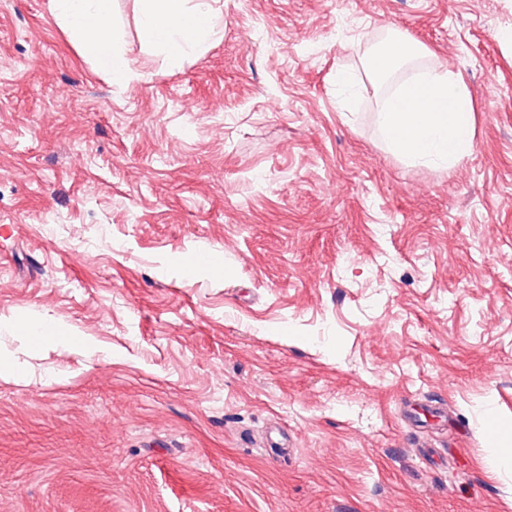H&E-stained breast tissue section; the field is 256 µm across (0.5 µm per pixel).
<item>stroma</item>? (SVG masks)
<instances>
[{
	"instance_id": "35a3bbf8",
	"label": "stroma",
	"mask_w": 512,
	"mask_h": 512,
	"mask_svg": "<svg viewBox=\"0 0 512 512\" xmlns=\"http://www.w3.org/2000/svg\"><path fill=\"white\" fill-rule=\"evenodd\" d=\"M222 2L173 68L118 0L117 87L0 0V512H512V0ZM397 31L474 99L453 170L380 131ZM421 49L405 37L392 38L384 49L366 60V70L373 83L382 81L393 69L420 54ZM40 322L33 327L31 336L38 341H43L40 345L51 341H66L64 330L53 319L41 317Z\"/></svg>"
}]
</instances>
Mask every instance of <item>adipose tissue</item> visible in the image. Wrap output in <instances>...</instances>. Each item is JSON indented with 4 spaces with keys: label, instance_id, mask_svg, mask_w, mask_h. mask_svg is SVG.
Masks as SVG:
<instances>
[{
    "label": "adipose tissue",
    "instance_id": "obj_1",
    "mask_svg": "<svg viewBox=\"0 0 512 512\" xmlns=\"http://www.w3.org/2000/svg\"><path fill=\"white\" fill-rule=\"evenodd\" d=\"M137 34L173 67L222 31L218 0H136ZM52 14L85 57L113 84L123 86L136 73L123 50V30L115 0H50ZM409 39L396 37L366 62L372 82L417 56ZM378 124L389 149L410 161L454 166L473 145L474 107L462 80L435 67L385 97Z\"/></svg>",
    "mask_w": 512,
    "mask_h": 512
}]
</instances>
